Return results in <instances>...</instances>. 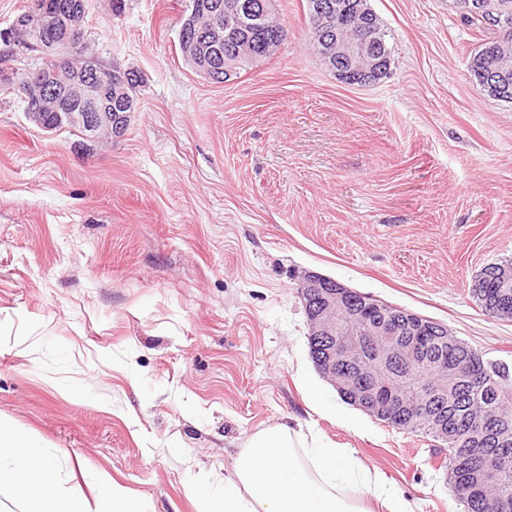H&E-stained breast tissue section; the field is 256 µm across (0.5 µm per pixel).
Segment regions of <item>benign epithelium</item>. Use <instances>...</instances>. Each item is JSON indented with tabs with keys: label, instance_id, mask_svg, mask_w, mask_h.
<instances>
[{
	"label": "benign epithelium",
	"instance_id": "1",
	"mask_svg": "<svg viewBox=\"0 0 512 512\" xmlns=\"http://www.w3.org/2000/svg\"><path fill=\"white\" fill-rule=\"evenodd\" d=\"M276 0H224L215 3L212 12L224 14L235 21L234 29L249 35L262 29L266 17L275 10ZM307 10L317 28L330 23L331 11L322 0H309ZM464 13L481 14L488 24H498L502 19L500 0H464ZM86 2L75 0L70 11L62 16L49 10L42 0H29L27 9L15 19L5 33L4 42L15 53L34 48L42 51L49 64L37 69L22 71L13 87L27 104L30 115L41 117V111L49 109L62 119L69 116L63 103L86 106L83 113L88 137L101 139L118 137L112 129V108L118 106L130 113L137 109L138 98L130 93L124 79L126 71L112 64H101L95 57L81 53L80 45L85 37ZM183 57L199 72L210 79L232 81V74L244 67L240 57L216 56L212 32L203 31L199 40L180 43ZM321 56L329 68L350 75L373 69L383 59L376 58V44L368 34L351 41L326 37L320 46ZM300 291L317 301L308 315V335L321 340L330 348L315 362L318 370L336 389L348 397L354 406L367 412L373 410L381 417H391L394 410L406 401L407 392L391 385L370 384L363 376L379 366L390 364L401 337H411V350L418 352L414 366L439 365L449 375L470 373L483 375L487 368L483 360H464L445 367L442 359L435 361L426 356L432 344L456 345L448 335V327L428 321L410 311L392 315L383 310V303L368 297L362 300L361 309L351 311L340 327L339 303L349 290L336 281L317 274H305L299 280ZM342 337L336 342V337ZM367 336H379L369 355H364ZM426 424L433 431V438L440 442L452 437L466 443L462 429L456 423H448L441 415H430Z\"/></svg>",
	"mask_w": 512,
	"mask_h": 512
}]
</instances>
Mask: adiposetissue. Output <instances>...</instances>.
<instances>
[{"label": "adipose tissue", "mask_w": 512, "mask_h": 512, "mask_svg": "<svg viewBox=\"0 0 512 512\" xmlns=\"http://www.w3.org/2000/svg\"><path fill=\"white\" fill-rule=\"evenodd\" d=\"M11 488L32 512H143L140 500L111 479L100 482L96 502L62 492V479L46 451L14 427L0 423V486ZM412 512L385 478L346 449L320 443L302 426L278 424L240 448L224 495L205 512Z\"/></svg>", "instance_id": "1"}]
</instances>
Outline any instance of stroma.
<instances>
[{"instance_id":"35a3bbf8","label":"stroma","mask_w":512,"mask_h":512,"mask_svg":"<svg viewBox=\"0 0 512 512\" xmlns=\"http://www.w3.org/2000/svg\"><path fill=\"white\" fill-rule=\"evenodd\" d=\"M95 56L141 73L108 143L32 123L0 91V422L87 491L199 512L245 439L300 422L379 470L414 512H462L445 454L354 409L309 353L301 273L445 324L512 365V320L472 296L512 259V103L468 69L480 35L449 0H368L386 77L347 84L287 40L216 84L183 59L188 0H88ZM318 386L326 410L307 404Z\"/></svg>"}]
</instances>
